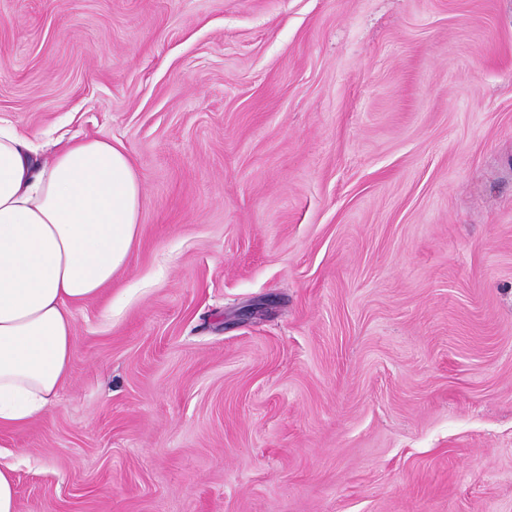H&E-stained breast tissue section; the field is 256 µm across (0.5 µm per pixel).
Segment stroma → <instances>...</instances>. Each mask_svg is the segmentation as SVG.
I'll use <instances>...</instances> for the list:
<instances>
[{"mask_svg": "<svg viewBox=\"0 0 512 512\" xmlns=\"http://www.w3.org/2000/svg\"><path fill=\"white\" fill-rule=\"evenodd\" d=\"M0 118L143 188L19 512H512V0H0Z\"/></svg>", "mask_w": 512, "mask_h": 512, "instance_id": "35a3bbf8", "label": "stroma"}]
</instances>
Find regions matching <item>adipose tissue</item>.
I'll return each mask as SVG.
<instances>
[{
  "label": "adipose tissue",
  "instance_id": "obj_1",
  "mask_svg": "<svg viewBox=\"0 0 512 512\" xmlns=\"http://www.w3.org/2000/svg\"><path fill=\"white\" fill-rule=\"evenodd\" d=\"M30 136L0 121V426L55 406L75 354L73 311L127 264L142 189L111 140L85 138L49 163Z\"/></svg>",
  "mask_w": 512,
  "mask_h": 512
}]
</instances>
